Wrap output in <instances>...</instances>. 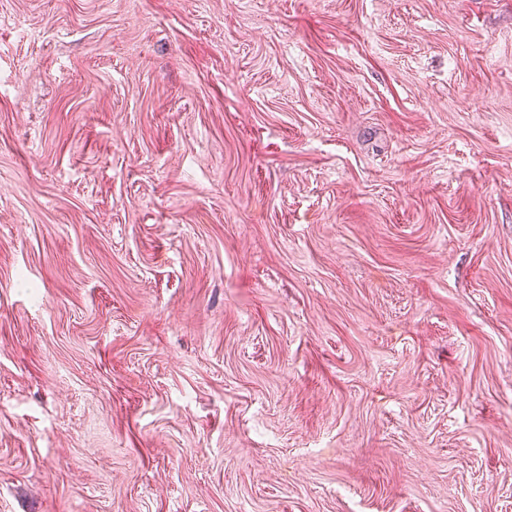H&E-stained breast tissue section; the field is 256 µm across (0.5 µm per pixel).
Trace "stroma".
<instances>
[{"label":"stroma","instance_id":"1","mask_svg":"<svg viewBox=\"0 0 512 512\" xmlns=\"http://www.w3.org/2000/svg\"><path fill=\"white\" fill-rule=\"evenodd\" d=\"M0 512H512V0H0Z\"/></svg>","mask_w":512,"mask_h":512}]
</instances>
